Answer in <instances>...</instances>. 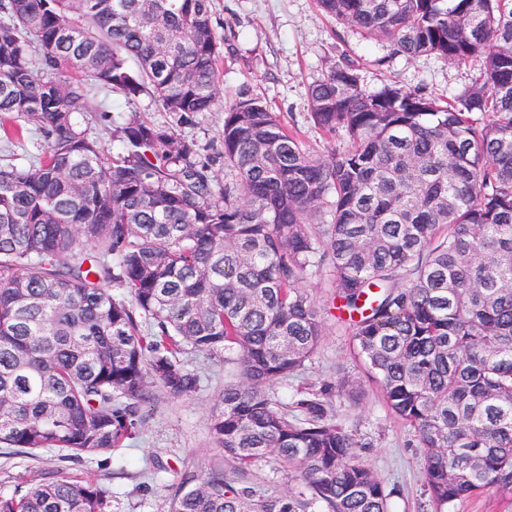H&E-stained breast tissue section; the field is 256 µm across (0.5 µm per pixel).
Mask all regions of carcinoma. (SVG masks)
<instances>
[{"label":"carcinoma","instance_id":"1","mask_svg":"<svg viewBox=\"0 0 512 512\" xmlns=\"http://www.w3.org/2000/svg\"><path fill=\"white\" fill-rule=\"evenodd\" d=\"M409 58L482 59L453 100L396 83L368 92L344 59L307 88L313 156L262 98L224 104L221 150L132 111L121 150L77 125L97 88L151 94L178 120L220 96L211 0H0V114L40 154L0 163V446L106 455L133 440L157 386L199 377L182 357L224 356L209 433L231 473L183 477L168 512H392L360 459L349 372L284 407L271 386L308 369L324 315L424 452L436 512L512 494V0H317ZM224 165V180L212 163ZM331 288L318 307L304 280ZM126 290L117 300L108 285ZM262 460L291 485L247 479ZM91 482L60 478L0 512H105Z\"/></svg>","mask_w":512,"mask_h":512}]
</instances>
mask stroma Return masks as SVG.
Returning a JSON list of instances; mask_svg holds the SVG:
<instances>
[{"label":"stroma","mask_w":512,"mask_h":512,"mask_svg":"<svg viewBox=\"0 0 512 512\" xmlns=\"http://www.w3.org/2000/svg\"><path fill=\"white\" fill-rule=\"evenodd\" d=\"M212 24L222 46L218 61L222 104L181 124L151 95H141L129 105L118 94L92 91L88 110L77 122L100 138L108 155L120 150L109 128L123 122L133 108L149 120L175 126L178 134L196 139L210 151L220 150L223 103L243 89L264 98L273 112L300 132L312 154L321 155L334 149L335 143L311 122L306 93L330 63L345 57L357 62L370 91L395 82L408 88L422 86L448 99L470 85L482 67L476 58L458 65L434 56L391 55L386 42L323 14L316 0H212ZM349 342V336L328 326L306 372L274 385L276 399L288 403L296 385H320L335 377L337 369L348 367ZM184 363L198 374V390L179 399L156 391L143 408L140 435L134 442L108 455L79 459L63 458L54 450L0 453V495L68 477L97 483L106 492L109 512H166L172 488L184 472L202 476L229 465L208 432V417L224 390V359L189 354ZM362 389L358 405L340 400L336 409L342 419L363 421L372 437V447L363 449L361 458L386 488H397L392 512H434L424 491L423 459L413 432L387 412L371 383H363Z\"/></svg>","instance_id":"stroma-1"}]
</instances>
